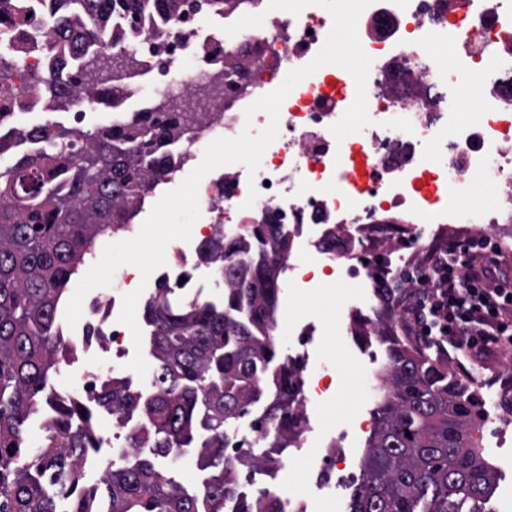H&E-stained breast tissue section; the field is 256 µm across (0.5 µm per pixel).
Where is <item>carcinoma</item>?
<instances>
[{"label":"carcinoma","instance_id":"cac0c4a2","mask_svg":"<svg viewBox=\"0 0 512 512\" xmlns=\"http://www.w3.org/2000/svg\"><path fill=\"white\" fill-rule=\"evenodd\" d=\"M164 3L163 25L147 24L155 2ZM0 0V17L11 16L24 39L0 54V110L24 101L26 88L12 80L35 50L44 59L34 77L42 105L70 109V100L100 105L94 87L66 82L69 69L98 82H115L114 63L143 64L130 49L134 35L149 30L163 42L191 11L210 15L237 0ZM105 36L116 54L92 51ZM210 113L179 104L151 112H125L116 124L93 131L56 123L35 125L17 153L18 141L0 137V512H224L238 476L279 463L299 436L294 408L301 369L277 357L272 332L281 278L292 241L270 224H253L249 236L226 242L217 234L199 247L203 262L224 261V303L175 306L159 289L144 303L155 359L151 389L133 390L125 379L103 383L97 404L114 415L138 416L143 427L130 438L148 448L105 475L107 495L84 485L82 465L98 445L97 419L87 406L47 392L67 345L58 308L66 285L96 240L132 223L155 182L165 175L168 147L195 139ZM388 363L376 424L349 512H486L497 470L473 433L481 427L482 403L411 336L385 327ZM265 393L267 440L235 448L228 438ZM51 407L41 437L28 423ZM193 449L206 472L204 487L184 489L172 477L174 461ZM237 512H285L279 497L263 491L241 497Z\"/></svg>","mask_w":512,"mask_h":512}]
</instances>
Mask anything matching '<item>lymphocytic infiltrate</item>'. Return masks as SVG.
<instances>
[{
	"instance_id": "lymphocytic-infiltrate-1",
	"label": "lymphocytic infiltrate",
	"mask_w": 512,
	"mask_h": 512,
	"mask_svg": "<svg viewBox=\"0 0 512 512\" xmlns=\"http://www.w3.org/2000/svg\"><path fill=\"white\" fill-rule=\"evenodd\" d=\"M422 260L425 287L405 298L390 284L389 264L378 262L372 275L385 305L408 306L413 335L468 361L512 348V265L492 237L455 233Z\"/></svg>"
}]
</instances>
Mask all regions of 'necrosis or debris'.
<instances>
[{"label":"necrosis or debris","instance_id":"4bbe7bcc","mask_svg":"<svg viewBox=\"0 0 512 512\" xmlns=\"http://www.w3.org/2000/svg\"><path fill=\"white\" fill-rule=\"evenodd\" d=\"M265 11L262 26L228 36L225 25L253 10ZM221 29L201 35L196 24L170 30L164 51L149 40L135 50L151 75L143 89L146 103L177 92L193 95L225 60L237 67L224 80V107L208 120L200 136L171 147L165 181L196 165L214 139L237 137L245 123L262 129L266 114L253 120L245 108L275 90L291 69L310 62L332 27L330 13L311 5L300 14L268 11L267 0H245L225 10ZM358 35L373 59L368 82V112L372 123L362 132L335 141L330 132L353 103L356 85L343 68L327 65L299 83L282 104L280 134L266 149L256 175L239 164L209 172L199 186L200 216L193 227L196 241L215 234L225 240L243 238L251 224H270L294 238L311 231L313 249L298 254L300 275L293 286L313 291H342L352 298L362 284L349 263L361 254V230L367 224L401 225L428 249L431 237L424 224H463L496 236L497 225L512 223V0H373L361 14ZM451 44L455 67L444 65L437 45ZM480 81L469 84L470 74ZM468 86L482 107L481 123L463 118L455 90ZM439 146L443 160L429 166V147ZM258 197L252 208L244 203L250 189ZM490 191L484 204L478 189ZM114 278L126 291L141 289L143 299L156 296L160 286L184 284L178 300L198 301L199 280L224 285V268L193 260L192 246L183 241L166 248V264L142 282L138 270L117 269ZM121 294L96 290L70 335L72 382L69 398L96 401L103 382L134 356L128 329L119 324ZM104 324L102 340L91 342L94 323ZM115 432L101 435L105 452L101 471L127 460L129 439L140 426L115 419Z\"/></svg>","mask_w":512,"mask_h":512}]
</instances>
